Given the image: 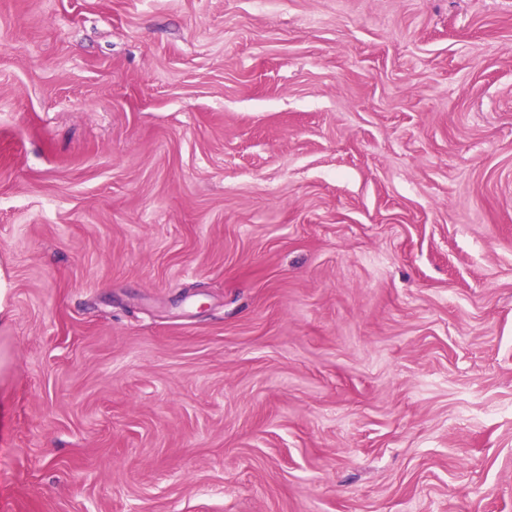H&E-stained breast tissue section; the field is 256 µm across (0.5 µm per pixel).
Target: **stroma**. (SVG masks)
<instances>
[{
	"instance_id": "35a3bbf8",
	"label": "stroma",
	"mask_w": 512,
	"mask_h": 512,
	"mask_svg": "<svg viewBox=\"0 0 512 512\" xmlns=\"http://www.w3.org/2000/svg\"><path fill=\"white\" fill-rule=\"evenodd\" d=\"M0 512H512V0H0Z\"/></svg>"
}]
</instances>
